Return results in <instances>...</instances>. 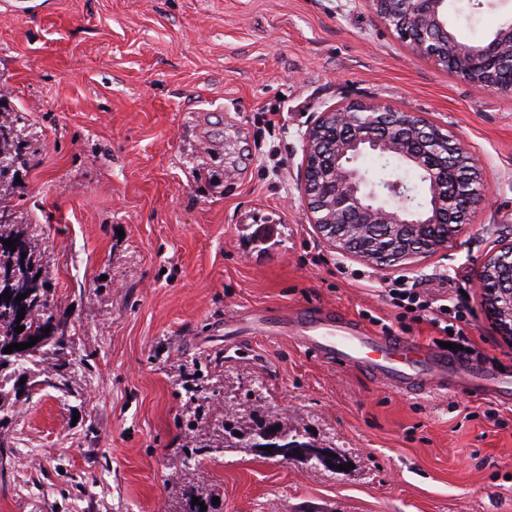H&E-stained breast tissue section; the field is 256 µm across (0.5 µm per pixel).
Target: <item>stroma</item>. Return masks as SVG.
I'll use <instances>...</instances> for the list:
<instances>
[{
    "label": "stroma",
    "mask_w": 512,
    "mask_h": 512,
    "mask_svg": "<svg viewBox=\"0 0 512 512\" xmlns=\"http://www.w3.org/2000/svg\"><path fill=\"white\" fill-rule=\"evenodd\" d=\"M35 2L0 5V84L36 148L10 205L76 366L66 393L32 395L0 429L16 449L0 512H170L187 482L221 512H512V409L400 395L243 319L368 310L430 344L428 324L401 328L370 287L393 271L337 253L297 189L319 113L376 101L447 126L482 168L486 205L404 274L462 300L482 363L512 371L475 280L512 238V94L423 59L366 0ZM510 18L512 0H482L454 23L480 41ZM231 412L279 420L353 467L243 448L188 459Z\"/></svg>",
    "instance_id": "35a3bbf8"
}]
</instances>
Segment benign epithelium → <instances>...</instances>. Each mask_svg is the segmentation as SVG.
<instances>
[{
    "label": "benign epithelium",
    "instance_id": "7a95c632",
    "mask_svg": "<svg viewBox=\"0 0 512 512\" xmlns=\"http://www.w3.org/2000/svg\"><path fill=\"white\" fill-rule=\"evenodd\" d=\"M414 27L401 30L416 51L428 59L443 57L459 75L480 91L493 86L467 75V60L482 58L496 65L500 58L512 59V23L499 28L485 42L464 47L448 24L453 0H413ZM372 153L380 158L396 157L416 171L425 187L422 200L416 186L396 174L379 180L360 163ZM474 163L459 138L424 116L393 109L376 101L348 103L328 108L303 134L298 189L304 200L308 223L337 251L380 269L407 267L418 262L416 252H391L382 246L373 252L353 248L343 236L347 224L403 225L412 232L445 224L452 231L471 223L483 196L470 199L458 214L448 211V193L461 179L460 165L448 155ZM484 305L501 335L512 338V242L502 243L486 255L476 274Z\"/></svg>",
    "mask_w": 512,
    "mask_h": 512
}]
</instances>
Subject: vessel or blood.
Listing matches in <instances>:
<instances>
[{
	"label": "vessel or blood",
	"mask_w": 512,
	"mask_h": 512,
	"mask_svg": "<svg viewBox=\"0 0 512 512\" xmlns=\"http://www.w3.org/2000/svg\"><path fill=\"white\" fill-rule=\"evenodd\" d=\"M255 322L293 335L322 362L360 369L379 384L408 396L454 391L470 398L491 397L512 405V374L495 366L449 356L395 335L371 333L354 320L326 312L263 310Z\"/></svg>",
	"instance_id": "b4317fda"
}]
</instances>
